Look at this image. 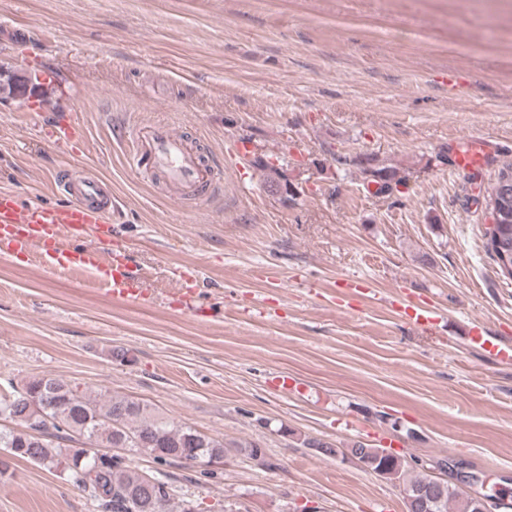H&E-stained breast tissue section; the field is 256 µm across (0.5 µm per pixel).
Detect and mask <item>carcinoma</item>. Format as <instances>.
I'll list each match as a JSON object with an SVG mask.
<instances>
[{"mask_svg":"<svg viewBox=\"0 0 512 512\" xmlns=\"http://www.w3.org/2000/svg\"><path fill=\"white\" fill-rule=\"evenodd\" d=\"M363 172L378 185V192L391 193L405 184L393 165H376L368 155L356 160ZM253 166L262 172L266 187L286 179L285 171L266 156H258ZM506 182L499 223L486 228V251L490 257L505 255L512 264V162L502 165L494 177ZM39 404L44 415L35 423L26 422L30 406ZM19 418L20 429L0 428V454L19 458L66 474L102 512H198L195 502L179 497L163 472L151 479L130 468L125 456L113 459L100 447L112 443L126 452H146L161 464L195 459L218 463L226 456L224 440L169 421L149 405L128 397L101 394L91 397L53 377L28 381L11 396H0V417ZM304 444L330 456H351L359 461L381 458L383 478L403 488L426 489L436 477L418 465L353 441L341 448L330 442L308 439ZM433 505V512H476L473 499L451 480Z\"/></svg>","mask_w":512,"mask_h":512,"instance_id":"obj_1","label":"carcinoma"}]
</instances>
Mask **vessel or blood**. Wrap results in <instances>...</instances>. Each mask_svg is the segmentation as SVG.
Masks as SVG:
<instances>
[{
    "label": "vessel or blood",
    "instance_id": "obj_1",
    "mask_svg": "<svg viewBox=\"0 0 512 512\" xmlns=\"http://www.w3.org/2000/svg\"><path fill=\"white\" fill-rule=\"evenodd\" d=\"M491 143L470 136L454 160V167L469 172L484 166ZM131 155L141 169L160 172L177 193L198 194L206 185L222 180V165L206 160L187 136L168 124L155 122L138 127L132 134ZM70 201L64 205H22L18 195L0 190V254L23 248L37 249L45 267L55 273L86 274L111 267L104 287L107 295L142 303L150 298L141 278L128 259H114L109 249L117 203L105 182L89 175L65 182ZM96 230L100 245L71 249L64 239H79Z\"/></svg>",
    "mask_w": 512,
    "mask_h": 512
}]
</instances>
